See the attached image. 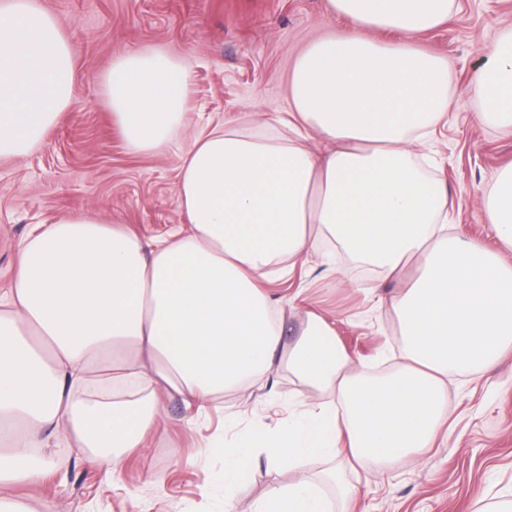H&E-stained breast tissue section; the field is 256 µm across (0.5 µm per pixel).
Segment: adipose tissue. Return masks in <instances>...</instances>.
Masks as SVG:
<instances>
[{
	"mask_svg": "<svg viewBox=\"0 0 512 512\" xmlns=\"http://www.w3.org/2000/svg\"><path fill=\"white\" fill-rule=\"evenodd\" d=\"M455 0H327L344 19L312 41L289 76L290 121L252 130L210 127L179 156L177 200L189 223L145 242L88 211L37 225L21 241L14 281L0 294V512H24L5 490L51 472V443L103 448L120 466L146 447L164 401L205 412L288 370L336 414L301 399L278 430L237 431L224 451L232 504L265 454L296 470L256 512H333L307 459L332 461L342 499L353 464L390 467L433 447L447 424L448 378L491 369L512 352V265L448 232V189L424 173L413 145L447 125L446 60L415 37ZM470 94L485 123L512 130V28L501 32ZM75 63L55 17L34 0L0 6V160L30 153L71 102ZM133 152L168 149L190 107V73L161 49L117 56L103 80ZM314 132L322 147L306 143ZM512 250V165L482 199ZM326 239L382 279L417 272L392 300L403 363L368 379L328 318L305 311L292 340L265 283Z\"/></svg>",
	"mask_w": 512,
	"mask_h": 512,
	"instance_id": "adipose-tissue-1",
	"label": "adipose tissue"
}]
</instances>
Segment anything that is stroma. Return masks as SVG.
<instances>
[{
  "instance_id": "1",
  "label": "stroma",
  "mask_w": 512,
  "mask_h": 512,
  "mask_svg": "<svg viewBox=\"0 0 512 512\" xmlns=\"http://www.w3.org/2000/svg\"><path fill=\"white\" fill-rule=\"evenodd\" d=\"M68 35L74 53L73 98L44 143L24 158L0 161V289L9 287L20 242L39 224L83 211L131 225L153 239L183 226L177 202L176 155L205 127L238 119L262 126L288 110V76L313 39L337 34L338 20L325 0H38ZM512 27V0H456L444 24L419 35L420 49L449 63L456 106L446 128L431 135L433 177L448 186V231L489 249L482 196L499 170L512 164V133L483 124L481 102L469 84L485 58L484 45ZM161 48L178 57L191 76L186 126L169 150L132 153L104 98L100 78L113 59L130 51ZM369 278L378 296L400 291L394 281L370 275L326 245L289 275L269 284L285 300V336L305 309L330 318L351 358L368 371L399 363L401 336L388 307H376L351 284ZM265 391L226 396L219 409L189 418L179 398L165 403L166 421L145 452L111 471L87 461L76 448H61L44 483L21 488L28 512H223L224 431L230 413L241 429L279 427L293 411L292 375ZM451 418L434 448L382 472L367 463L348 472L357 490L352 512H469L488 485L512 486V355L494 369L458 376L448 384ZM163 480L146 485L148 473ZM254 461L235 512H254L272 484L293 479Z\"/></svg>"
}]
</instances>
